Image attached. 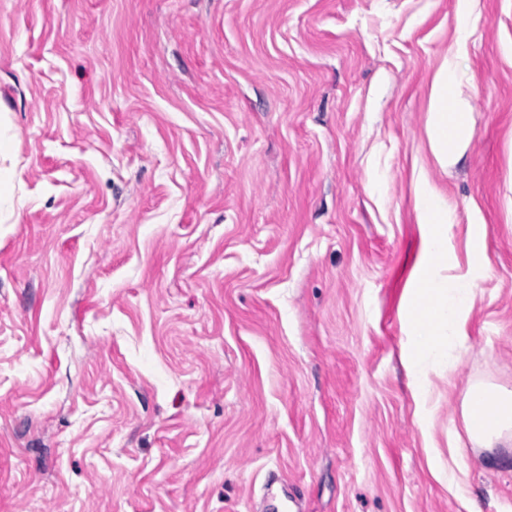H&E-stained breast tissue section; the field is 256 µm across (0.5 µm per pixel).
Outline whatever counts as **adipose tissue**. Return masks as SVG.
<instances>
[{
	"label": "adipose tissue",
	"mask_w": 512,
	"mask_h": 512,
	"mask_svg": "<svg viewBox=\"0 0 512 512\" xmlns=\"http://www.w3.org/2000/svg\"><path fill=\"white\" fill-rule=\"evenodd\" d=\"M456 71L455 60L445 59L429 92V143L435 160L443 166L458 159L472 136L469 107L453 95ZM416 210L420 223L428 227V243L406 299V360L420 380L417 397L423 401L430 393V374L461 357V338L478 284L469 276H445V269L456 260L448 250L453 211L423 174L417 180ZM462 417L472 443L487 448L512 445L511 390L473 384L465 397Z\"/></svg>",
	"instance_id": "adipose-tissue-1"
}]
</instances>
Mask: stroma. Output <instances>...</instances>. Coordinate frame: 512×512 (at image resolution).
Wrapping results in <instances>:
<instances>
[{"label":"stroma","mask_w":512,"mask_h":512,"mask_svg":"<svg viewBox=\"0 0 512 512\" xmlns=\"http://www.w3.org/2000/svg\"><path fill=\"white\" fill-rule=\"evenodd\" d=\"M457 24V0H0V512H512V447L462 420L472 383L512 389V0H477L462 48ZM448 56L473 134L443 168ZM422 173L479 279L427 405L402 358ZM456 71L455 60L446 58L429 92L427 132L432 154L442 167L458 159L472 136L469 106L453 95Z\"/></svg>","instance_id":"stroma-1"}]
</instances>
